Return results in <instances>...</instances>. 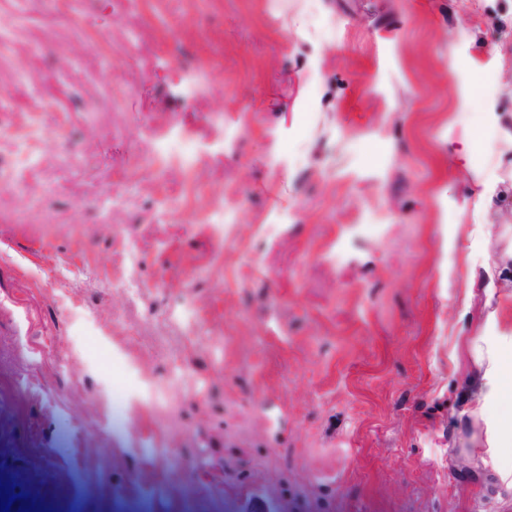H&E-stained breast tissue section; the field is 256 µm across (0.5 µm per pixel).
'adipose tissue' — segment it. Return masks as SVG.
Masks as SVG:
<instances>
[{
  "label": "adipose tissue",
  "mask_w": 512,
  "mask_h": 512,
  "mask_svg": "<svg viewBox=\"0 0 512 512\" xmlns=\"http://www.w3.org/2000/svg\"><path fill=\"white\" fill-rule=\"evenodd\" d=\"M474 354L484 368L485 384L476 395L478 409L493 406L500 413L488 431V442L496 451L512 449V340L496 345L474 344Z\"/></svg>",
  "instance_id": "obj_1"
}]
</instances>
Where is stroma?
Segmentation results:
<instances>
[{
  "label": "stroma",
  "instance_id": "35a3bbf8",
  "mask_svg": "<svg viewBox=\"0 0 512 512\" xmlns=\"http://www.w3.org/2000/svg\"><path fill=\"white\" fill-rule=\"evenodd\" d=\"M36 100L0 193L15 493L512 512L471 414L472 343L512 336V0H0V158ZM181 361L202 393L155 410ZM39 112H31L29 120L9 131V136L15 143V161L7 169H0V189L17 181L24 170L34 162L38 153L37 144L42 139V133L38 124Z\"/></svg>",
  "mask_w": 512,
  "mask_h": 512
}]
</instances>
